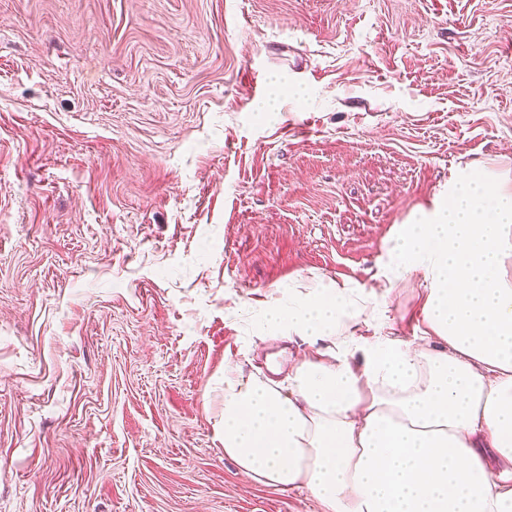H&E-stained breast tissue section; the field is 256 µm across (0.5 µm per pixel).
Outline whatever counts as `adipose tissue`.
I'll return each instance as SVG.
<instances>
[{"instance_id": "ef3b65f1", "label": "adipose tissue", "mask_w": 512, "mask_h": 512, "mask_svg": "<svg viewBox=\"0 0 512 512\" xmlns=\"http://www.w3.org/2000/svg\"><path fill=\"white\" fill-rule=\"evenodd\" d=\"M512 188L461 181L401 225L395 277L429 283V335L357 326L377 304L345 284L268 305L264 333L315 355L287 382L224 373V454L252 480L305 490L324 512H512Z\"/></svg>"}]
</instances>
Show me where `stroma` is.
Returning <instances> with one entry per match:
<instances>
[{"label": "stroma", "mask_w": 512, "mask_h": 512, "mask_svg": "<svg viewBox=\"0 0 512 512\" xmlns=\"http://www.w3.org/2000/svg\"><path fill=\"white\" fill-rule=\"evenodd\" d=\"M277 98L274 115L255 111ZM512 187V0H0V512H321L223 448L316 279L419 342L400 225Z\"/></svg>", "instance_id": "35a3bbf8"}]
</instances>
